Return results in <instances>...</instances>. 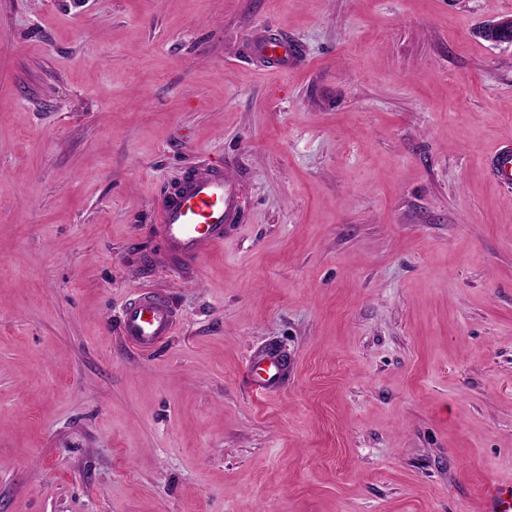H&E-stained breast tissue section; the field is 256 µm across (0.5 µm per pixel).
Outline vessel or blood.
<instances>
[{"mask_svg": "<svg viewBox=\"0 0 512 512\" xmlns=\"http://www.w3.org/2000/svg\"><path fill=\"white\" fill-rule=\"evenodd\" d=\"M252 45L274 69L295 66L301 57L298 45L282 34L254 39ZM491 167L497 178L512 183V148H499ZM238 196L237 182L225 177L223 168L216 166L197 167L172 190L163 192L158 199L156 234L165 247L168 261L191 267L223 245L226 226L247 220L237 204ZM175 323L170 299L163 294L145 292L126 305L119 329L138 351L151 353L169 336ZM243 379L251 391L260 395L280 392L288 383V361L275 350H258ZM484 500L486 512H512V486L488 483Z\"/></svg>", "mask_w": 512, "mask_h": 512, "instance_id": "vessel-or-blood-1", "label": "vessel or blood"}]
</instances>
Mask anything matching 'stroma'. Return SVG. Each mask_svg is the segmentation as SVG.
<instances>
[{"mask_svg":"<svg viewBox=\"0 0 512 512\" xmlns=\"http://www.w3.org/2000/svg\"><path fill=\"white\" fill-rule=\"evenodd\" d=\"M507 18L0 0V512H482L512 483V45L477 33ZM206 164L249 220L179 268L157 200ZM142 290L177 313L148 355L118 333ZM252 45L255 52L267 58L273 69H288L295 66L301 57L298 45L282 34L254 39ZM494 175L503 182L512 183V149L508 145L497 150L491 161ZM243 379L251 391L260 395L280 392L288 384V360L275 350H258Z\"/></svg>","mask_w":512,"mask_h":512,"instance_id":"stroma-1","label":"stroma"}]
</instances>
